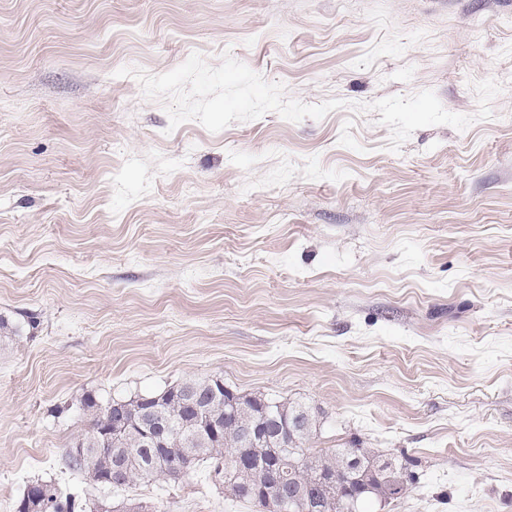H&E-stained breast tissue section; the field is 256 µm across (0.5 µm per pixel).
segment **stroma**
<instances>
[{
    "label": "stroma",
    "instance_id": "obj_1",
    "mask_svg": "<svg viewBox=\"0 0 512 512\" xmlns=\"http://www.w3.org/2000/svg\"><path fill=\"white\" fill-rule=\"evenodd\" d=\"M226 50L344 106L173 129L117 74ZM423 89L474 123L389 151L358 104ZM0 316V512L40 480L257 512L204 463L119 491L62 465L84 394L211 376L318 412L312 447L417 459L367 512H512V0H0Z\"/></svg>",
    "mask_w": 512,
    "mask_h": 512
}]
</instances>
